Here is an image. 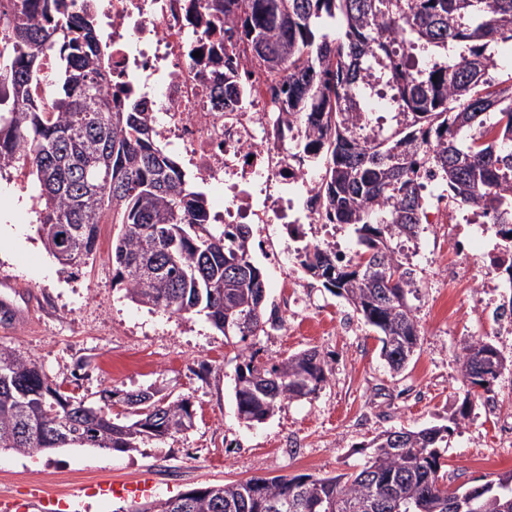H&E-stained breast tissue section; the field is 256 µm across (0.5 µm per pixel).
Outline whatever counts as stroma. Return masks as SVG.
I'll use <instances>...</instances> for the list:
<instances>
[{"mask_svg":"<svg viewBox=\"0 0 512 512\" xmlns=\"http://www.w3.org/2000/svg\"><path fill=\"white\" fill-rule=\"evenodd\" d=\"M38 186L27 170L0 174V215L22 231L0 235V279L21 278L41 296L32 317L0 346L33 358L71 395L98 401L105 387L121 392L164 388L170 399H189L192 430L149 441L136 452L62 448L32 456L0 452V495H25L35 485L67 495L72 512H118L120 499L90 498L87 485L105 478L150 474L155 496L254 477L334 476L363 463L368 442L384 430L449 428L443 461L451 486H473L512 471V369L504 370L490 400L467 416L458 357L466 340L483 338L512 361V338L484 317L482 282L497 283L499 301L512 298L503 274L475 268L449 280L462 260L447 225L422 224L413 258L422 288L416 302L417 352L401 373L381 357L377 333L341 297L299 266L282 225L251 227V257L266 283L271 326L249 341L259 361L280 362L317 349L329 375L310 397L281 403L264 423L239 419L234 400L239 347L228 344L201 314L151 310L126 298L115 284L112 239L116 226L99 227L93 260L75 274L59 273L38 233L32 198ZM284 246L281 267L266 259V240Z\"/></svg>","mask_w":512,"mask_h":512,"instance_id":"1","label":"stroma"}]
</instances>
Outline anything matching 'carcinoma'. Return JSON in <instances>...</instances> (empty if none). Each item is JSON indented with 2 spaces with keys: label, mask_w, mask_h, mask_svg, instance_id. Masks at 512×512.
<instances>
[{
  "label": "carcinoma",
  "mask_w": 512,
  "mask_h": 512,
  "mask_svg": "<svg viewBox=\"0 0 512 512\" xmlns=\"http://www.w3.org/2000/svg\"><path fill=\"white\" fill-rule=\"evenodd\" d=\"M67 0H0V32L11 42L0 63V171L21 166L36 177L38 235L70 275L96 251L105 217L115 279L126 297L150 310L204 313L233 344H245L236 322L265 331V282L250 254L245 224H212L205 194L191 189L179 165L156 142L145 103L107 101L99 78L102 41L89 9ZM208 23H224L263 69L283 78L276 124L296 126L292 157L324 159L319 190L329 219L353 227L357 261H338L317 244L295 248L305 273L321 269L323 286L353 305L379 334L393 372L406 368L419 341L416 270L399 245L416 237L426 214L423 180L445 186L456 210L490 217L512 249V78L490 77L491 45L512 42V0H207ZM340 19L343 32L325 29ZM62 63L49 107L34 100L43 57ZM389 94L386 132L361 134L364 106ZM222 94L247 104L244 82L224 81ZM399 270L392 282L387 270ZM234 399L238 417L261 423L285 400L317 393L329 374L325 358L305 350L267 365L241 350ZM504 360L482 339L459 356L464 404L491 392ZM66 394L38 363L0 346V451L18 455L71 446L136 452L147 440L184 433L190 402L149 390L123 402L144 410L112 417ZM448 427L383 431L363 465L346 474L260 477L191 488L184 510L173 498L129 512H452L456 498L473 512H502L512 499V473L452 489L441 473Z\"/></svg>",
  "instance_id": "1"
}]
</instances>
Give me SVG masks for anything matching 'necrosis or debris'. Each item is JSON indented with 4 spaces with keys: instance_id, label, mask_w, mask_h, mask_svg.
Returning a JSON list of instances; mask_svg holds the SVG:
<instances>
[{
    "instance_id": "obj_1",
    "label": "necrosis or debris",
    "mask_w": 512,
    "mask_h": 512,
    "mask_svg": "<svg viewBox=\"0 0 512 512\" xmlns=\"http://www.w3.org/2000/svg\"><path fill=\"white\" fill-rule=\"evenodd\" d=\"M108 48L113 96L128 91L163 113L157 136L175 145L195 178L224 192L217 224H284L289 236L327 226L316 196L319 177L292 158L293 131L278 128L280 82L245 49L236 69L246 80L245 108L224 105L214 75L224 34L205 24L203 0H90Z\"/></svg>"
}]
</instances>
